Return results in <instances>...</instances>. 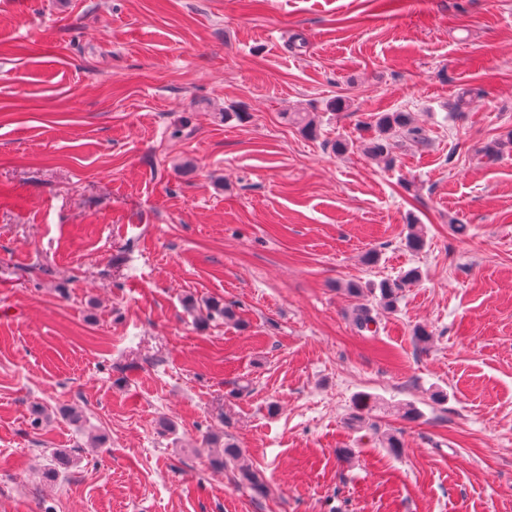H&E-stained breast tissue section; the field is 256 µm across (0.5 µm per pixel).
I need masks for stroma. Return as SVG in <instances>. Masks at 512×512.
Listing matches in <instances>:
<instances>
[{
  "mask_svg": "<svg viewBox=\"0 0 512 512\" xmlns=\"http://www.w3.org/2000/svg\"><path fill=\"white\" fill-rule=\"evenodd\" d=\"M510 132L512 0H0V512H512ZM360 130L370 132V137L363 140L359 147L387 165L392 163L390 158V139L393 136L406 137L416 143L422 144L427 140L424 130L414 124L408 112H381L362 121ZM419 278V270L411 268L405 271L399 279L381 281L377 286L379 290V303L387 310L392 309L399 298L402 288L419 280ZM212 448V464L219 468L231 466L236 472L239 484L249 488L257 496L267 494V485L263 476L243 456L241 450L233 443L214 438L208 442Z\"/></svg>",
  "mask_w": 512,
  "mask_h": 512,
  "instance_id": "stroma-1",
  "label": "stroma"
}]
</instances>
